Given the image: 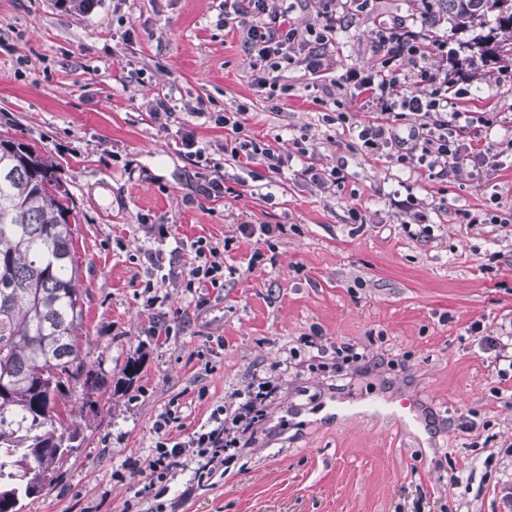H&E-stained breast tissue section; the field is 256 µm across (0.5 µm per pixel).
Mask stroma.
<instances>
[{
	"instance_id": "1",
	"label": "stroma",
	"mask_w": 512,
	"mask_h": 512,
	"mask_svg": "<svg viewBox=\"0 0 512 512\" xmlns=\"http://www.w3.org/2000/svg\"><path fill=\"white\" fill-rule=\"evenodd\" d=\"M422 0H374V8L338 28L329 47L338 79L350 68L378 67L369 37L375 22L406 20L425 32ZM222 0H94L77 15L61 0H0V134L34 145L58 165L76 206L75 260L84 301L81 347L99 384L75 389L73 419L83 433L46 495L23 512H126L138 478L117 481L127 460L152 451L153 423L179 401L188 427L209 418L255 368H270L280 348L313 328L331 342L387 351L398 363L389 384L355 385L390 404L402 398L439 418L476 412L487 445H472L456 425L432 435L374 416L332 420L320 412L326 374L309 360L272 413L275 436L196 484L178 475L166 512H504L500 490L512 477V398L497 400L485 354L466 328L512 321V155L490 177L442 184L385 159L353 151L355 135L332 115L357 112L360 97H328L300 72L282 100L254 95L240 34L222 24ZM468 96L455 111L498 120L491 140L512 138V67L486 80L467 68ZM208 111L249 108L247 124L281 151L313 137L312 161L347 163V180L321 192L295 175L300 162L265 173L249 192L184 205L190 160L180 139L149 115L155 95ZM413 192L426 205L430 238L411 239L394 195ZM361 196L365 225L353 224L351 193ZM498 203H491V195ZM498 206L506 225L469 224L465 214ZM175 225L180 237L228 241L236 268L198 308L179 288H162L158 313L174 332L146 335L149 314L133 281L144 267L120 242L144 239L141 215ZM242 224H283L275 266L248 271L253 240ZM220 356L203 358L211 339ZM139 374L127 380L126 366ZM92 409H85V398Z\"/></svg>"
}]
</instances>
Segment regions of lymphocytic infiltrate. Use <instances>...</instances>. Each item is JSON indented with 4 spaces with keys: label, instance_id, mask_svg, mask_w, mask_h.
Instances as JSON below:
<instances>
[{
    "label": "lymphocytic infiltrate",
    "instance_id": "f902f5d3",
    "mask_svg": "<svg viewBox=\"0 0 512 512\" xmlns=\"http://www.w3.org/2000/svg\"><path fill=\"white\" fill-rule=\"evenodd\" d=\"M317 24L297 29L289 26L290 8L284 0H224L225 27L238 30L251 87L256 96L267 100L287 97L291 90L285 81L288 70L299 69L319 76L328 66V50L336 33L338 20L366 13L372 0H321ZM379 55L381 75L350 68L341 76L342 83L365 94V103L375 109L374 118L359 121L353 113L340 112L338 124L352 128L359 141V153L368 159L387 158L429 178L448 182L461 174L480 176L496 170L503 150H512V141L501 144L476 139L459 122V113L450 109L453 98L466 96V89L449 91L448 80L426 62L419 32L404 20L378 23L371 40ZM204 120L227 130L223 151L235 166L258 179L259 168L277 173L288 158L271 144L251 135L246 126V106L232 112H211L203 106L186 105L177 109L169 97H155L150 115L162 131L177 123L180 113ZM183 154L193 162L196 172L192 192L185 204H195L203 197L217 201L224 197V166L210 157L194 132L181 134ZM140 223L152 247L135 246V254L149 263L144 280L139 283V298L145 309H157L163 302L160 283L181 287L196 305H204V289L224 285V254L227 245L200 236L182 239L172 225L141 215ZM478 340L482 353L493 363L500 381L495 395H502V383L512 381V333L488 332L483 321L475 320L467 328ZM332 371L337 380H356L386 373L394 365L388 354H369L349 343L336 345ZM280 383L262 377L256 388L235 393L233 414L216 406L207 423L188 428L179 404H170L153 423V454L144 465L150 481L136 494L140 512H163V497L168 481L179 471L193 469L194 478L204 481L224 467L226 451L255 447L270 436L266 422Z\"/></svg>",
    "mask_w": 512,
    "mask_h": 512
}]
</instances>
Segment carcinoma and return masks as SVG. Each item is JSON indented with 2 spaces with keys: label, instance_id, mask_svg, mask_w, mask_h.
Returning <instances> with one entry per match:
<instances>
[{
  "label": "carcinoma",
  "instance_id": "obj_1",
  "mask_svg": "<svg viewBox=\"0 0 512 512\" xmlns=\"http://www.w3.org/2000/svg\"><path fill=\"white\" fill-rule=\"evenodd\" d=\"M442 18L480 29L470 57L512 66V0H424ZM72 198L51 159L0 135V512H19L52 482L81 431L59 407L70 388L97 386L79 346L84 323Z\"/></svg>",
  "mask_w": 512,
  "mask_h": 512
}]
</instances>
